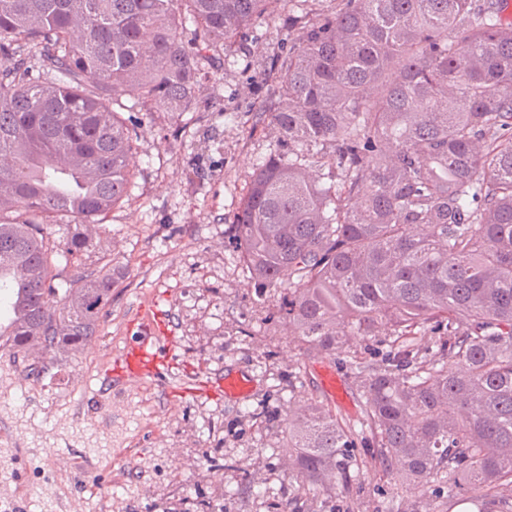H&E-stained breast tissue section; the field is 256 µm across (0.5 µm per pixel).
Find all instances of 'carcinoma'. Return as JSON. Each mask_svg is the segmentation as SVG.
I'll list each match as a JSON object with an SVG mask.
<instances>
[{
  "mask_svg": "<svg viewBox=\"0 0 512 512\" xmlns=\"http://www.w3.org/2000/svg\"><path fill=\"white\" fill-rule=\"evenodd\" d=\"M0 0V348L78 351L112 276L66 288L61 242L14 210L98 224L127 196L135 127L126 97L190 112L211 49L288 12L273 63L277 149L233 224L256 292L288 286L277 315L306 355L342 354L364 399L361 434L305 400L283 423L293 494L350 487L377 449L410 497L423 489L512 512V24L509 0ZM387 337L366 360L356 342Z\"/></svg>",
  "mask_w": 512,
  "mask_h": 512,
  "instance_id": "carcinoma-1",
  "label": "carcinoma"
}]
</instances>
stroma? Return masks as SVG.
Instances as JSON below:
<instances>
[{"label": "stroma", "mask_w": 512, "mask_h": 512, "mask_svg": "<svg viewBox=\"0 0 512 512\" xmlns=\"http://www.w3.org/2000/svg\"><path fill=\"white\" fill-rule=\"evenodd\" d=\"M294 37L285 16L257 22L243 46L216 59L194 111L124 105L138 126L133 186L98 227L71 283L111 274L112 303L93 341L56 362L0 349V512H386L396 491L377 479L373 449L355 448L363 484L291 499L280 428L293 402L326 397L332 366L361 414L342 359L306 358L269 314L280 289L257 296L231 236L255 168L276 147L258 114L270 105V63ZM172 303L177 372L212 378L233 368L253 381L244 400L181 397L160 382L108 383L136 336L137 308Z\"/></svg>", "instance_id": "1"}]
</instances>
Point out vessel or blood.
I'll return each mask as SVG.
<instances>
[{
	"label": "vessel or blood",
	"mask_w": 512,
	"mask_h": 512,
	"mask_svg": "<svg viewBox=\"0 0 512 512\" xmlns=\"http://www.w3.org/2000/svg\"><path fill=\"white\" fill-rule=\"evenodd\" d=\"M173 355L171 331L162 321L160 309L151 308L140 317L138 336L121 352L113 378L120 384L156 378L168 366ZM205 390L218 397L242 399L251 395L253 382L245 375L228 371L219 382H206Z\"/></svg>",
	"instance_id": "vessel-or-blood-1"
}]
</instances>
